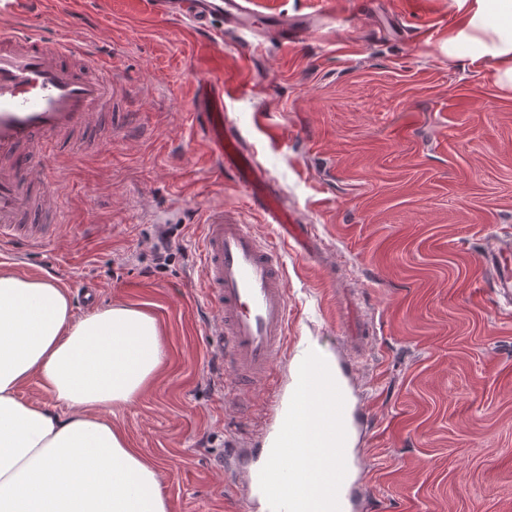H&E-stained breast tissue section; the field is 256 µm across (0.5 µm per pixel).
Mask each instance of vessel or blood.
I'll list each match as a JSON object with an SVG mask.
<instances>
[{"label": "vessel or blood", "mask_w": 512, "mask_h": 512, "mask_svg": "<svg viewBox=\"0 0 512 512\" xmlns=\"http://www.w3.org/2000/svg\"><path fill=\"white\" fill-rule=\"evenodd\" d=\"M192 29L194 115L219 169L244 188L254 211L277 227L284 247L307 253L309 227L286 203L224 111V32L254 30L250 0H153ZM263 27L281 45L310 33L307 19L268 16ZM112 102V61L89 54L76 32L46 40L27 26H0V242L39 245L61 222V201L46 169L50 149L92 130ZM199 286L218 309L212 330L225 366L243 384L269 382L287 343L288 291L282 253L259 239L239 211L209 210L200 240ZM486 264L500 295L512 296V242H491ZM252 496H260V464L242 449L225 451Z\"/></svg>", "instance_id": "obj_1"}]
</instances>
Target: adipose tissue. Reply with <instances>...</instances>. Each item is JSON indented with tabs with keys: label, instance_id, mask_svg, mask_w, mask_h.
<instances>
[{
	"label": "adipose tissue",
	"instance_id": "1",
	"mask_svg": "<svg viewBox=\"0 0 512 512\" xmlns=\"http://www.w3.org/2000/svg\"><path fill=\"white\" fill-rule=\"evenodd\" d=\"M443 48L512 90V0H454ZM164 362L156 320L125 304L78 318L55 282L0 271V512H170L154 465L96 416L140 395ZM41 387L62 416L22 400ZM19 395L25 401L48 405L57 412L67 410L65 407L58 405L57 402L42 389L35 378L30 379L22 385L19 390Z\"/></svg>",
	"mask_w": 512,
	"mask_h": 512
}]
</instances>
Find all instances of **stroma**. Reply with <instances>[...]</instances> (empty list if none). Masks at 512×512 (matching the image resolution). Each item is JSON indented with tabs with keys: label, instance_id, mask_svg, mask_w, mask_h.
I'll list each match as a JSON object with an SVG mask.
<instances>
[{
	"label": "stroma",
	"instance_id": "35a3bbf8",
	"mask_svg": "<svg viewBox=\"0 0 512 512\" xmlns=\"http://www.w3.org/2000/svg\"><path fill=\"white\" fill-rule=\"evenodd\" d=\"M259 13L309 17L315 37L288 48L224 34L255 92L224 108L289 209L315 236L284 252L288 344L273 387L224 402L235 379L212 359L216 311L198 285L206 211L244 209L191 112L189 43L145 0H32L46 37L70 30L112 57V109L140 126L55 187L63 220L47 246L0 247V268L53 278L75 316L81 292L152 315L166 357L132 402L103 410L155 465L172 512H225L228 448H257L266 408L303 344L351 359L357 423L348 459L356 512H512V314L482 256L512 238V91L493 69L441 50L452 0H254ZM167 239L169 266L152 271Z\"/></svg>",
	"mask_w": 512,
	"mask_h": 512
}]
</instances>
